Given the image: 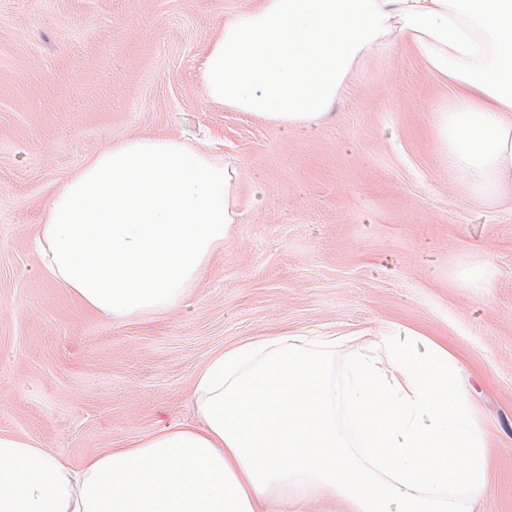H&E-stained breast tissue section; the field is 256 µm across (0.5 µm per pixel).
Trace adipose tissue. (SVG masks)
Listing matches in <instances>:
<instances>
[{
    "mask_svg": "<svg viewBox=\"0 0 512 512\" xmlns=\"http://www.w3.org/2000/svg\"><path fill=\"white\" fill-rule=\"evenodd\" d=\"M397 45L448 86L431 115L445 166L470 200L495 204L512 190V0H259L225 19L197 77L216 106L313 127L369 56ZM238 217L222 158L180 138L129 139L56 188L41 264L113 322L155 317L183 305ZM380 343L385 361L356 354L339 381L329 342H241L197 371L195 422L79 470L0 432V512H267L293 493L352 512H473L492 434L459 358L420 354L391 325Z\"/></svg>",
    "mask_w": 512,
    "mask_h": 512,
    "instance_id": "1",
    "label": "adipose tissue"
}]
</instances>
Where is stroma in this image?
<instances>
[{"label": "stroma", "instance_id": "1", "mask_svg": "<svg viewBox=\"0 0 512 512\" xmlns=\"http://www.w3.org/2000/svg\"><path fill=\"white\" fill-rule=\"evenodd\" d=\"M256 0H0V432L68 465L194 419L196 371L261 336H332L344 376L396 324L446 345L492 430L475 512H512V197L467 199L409 50L367 58L315 129L210 104L196 69ZM208 137L240 222L178 309L117 326L40 271L56 187L137 137ZM489 273V285L471 278Z\"/></svg>", "mask_w": 512, "mask_h": 512}]
</instances>
